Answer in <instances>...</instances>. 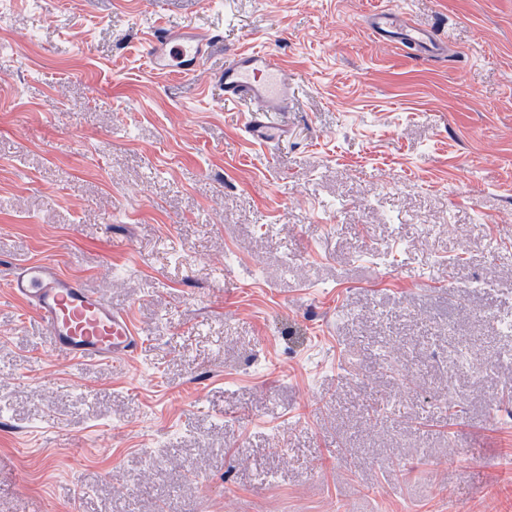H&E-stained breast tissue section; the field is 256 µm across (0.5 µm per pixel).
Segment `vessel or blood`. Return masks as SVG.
Instances as JSON below:
<instances>
[{
    "label": "vessel or blood",
    "instance_id": "vessel-or-blood-1",
    "mask_svg": "<svg viewBox=\"0 0 512 512\" xmlns=\"http://www.w3.org/2000/svg\"><path fill=\"white\" fill-rule=\"evenodd\" d=\"M367 29L377 41L411 46L435 56L447 48L446 40L434 31L403 21L390 8L371 11ZM219 42V37L191 27L156 25L146 36L152 70L174 72L190 80L205 74L206 63ZM222 80L225 101L250 105L243 128L251 143L268 147L287 139V125L268 118L269 113L287 111L291 103V80L278 55L260 49L233 53L224 62ZM0 287L36 313L51 348L68 358L126 359L142 343L125 314L113 310L98 292L63 273L54 260L15 267L0 278Z\"/></svg>",
    "mask_w": 512,
    "mask_h": 512
}]
</instances>
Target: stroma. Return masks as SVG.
Returning <instances> with one entry per match:
<instances>
[{
	"instance_id": "1",
	"label": "stroma",
	"mask_w": 512,
	"mask_h": 512,
	"mask_svg": "<svg viewBox=\"0 0 512 512\" xmlns=\"http://www.w3.org/2000/svg\"><path fill=\"white\" fill-rule=\"evenodd\" d=\"M159 22L221 32L203 82ZM45 257L142 344L71 360L0 290V512H512V0H0V276ZM367 29L374 39L389 45L411 46L435 56L446 52V40L431 29L403 21L391 8L371 11L368 15ZM152 70L174 72L195 80L206 72V63L220 39L209 32L191 27L174 28L155 25L146 38ZM224 102L250 104L243 123L246 138L263 147L288 138V126L275 124L270 112H286L291 103V80L283 60L260 49L236 52L224 61Z\"/></svg>"
}]
</instances>
